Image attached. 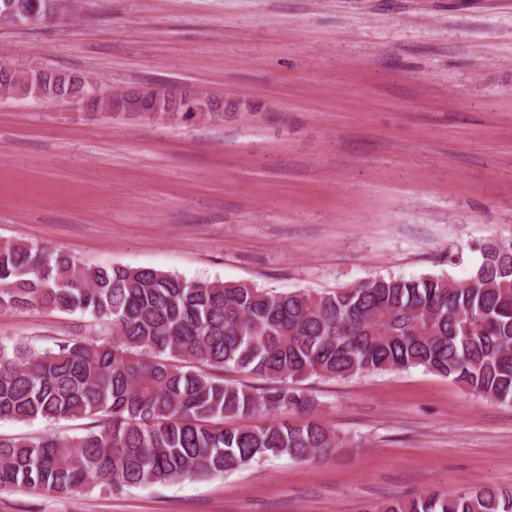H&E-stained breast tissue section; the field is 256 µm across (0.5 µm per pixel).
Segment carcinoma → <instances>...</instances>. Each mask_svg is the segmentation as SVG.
I'll return each instance as SVG.
<instances>
[{
  "instance_id": "1",
  "label": "carcinoma",
  "mask_w": 512,
  "mask_h": 512,
  "mask_svg": "<svg viewBox=\"0 0 512 512\" xmlns=\"http://www.w3.org/2000/svg\"><path fill=\"white\" fill-rule=\"evenodd\" d=\"M0 73V94L112 111V94L52 69ZM146 112L179 106L147 88ZM482 253L470 279L379 277L316 292L188 280L151 267L82 266L58 246L0 242V312L78 313L100 333L38 351L0 342V420L52 426L90 419L76 436H0V489L111 492L222 476L264 458L304 460L340 447L299 387L309 376L422 368L496 402L512 400V238ZM271 380L260 391L224 379ZM266 414L261 427L236 420ZM375 512H512V489L426 492Z\"/></svg>"
}]
</instances>
